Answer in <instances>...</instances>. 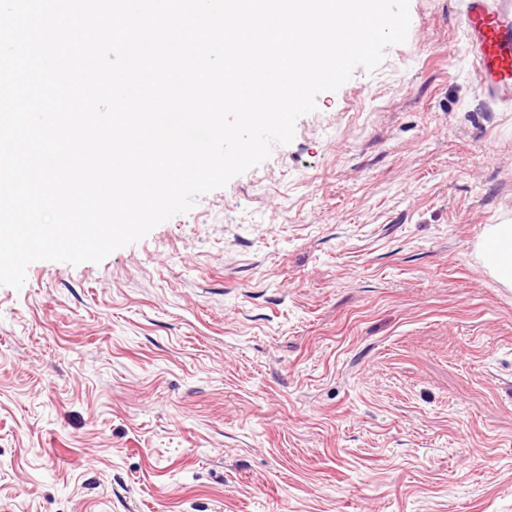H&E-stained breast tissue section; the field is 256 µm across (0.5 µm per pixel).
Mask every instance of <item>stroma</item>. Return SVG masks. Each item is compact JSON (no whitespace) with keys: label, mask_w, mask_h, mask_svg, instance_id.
Returning a JSON list of instances; mask_svg holds the SVG:
<instances>
[{"label":"stroma","mask_w":512,"mask_h":512,"mask_svg":"<svg viewBox=\"0 0 512 512\" xmlns=\"http://www.w3.org/2000/svg\"><path fill=\"white\" fill-rule=\"evenodd\" d=\"M463 0L103 262L0 286V512H512V105ZM484 267L505 286L512 285V225L487 224L483 232Z\"/></svg>","instance_id":"1"}]
</instances>
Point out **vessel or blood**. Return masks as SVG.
<instances>
[{"mask_svg": "<svg viewBox=\"0 0 512 512\" xmlns=\"http://www.w3.org/2000/svg\"><path fill=\"white\" fill-rule=\"evenodd\" d=\"M463 30L479 93L512 100V0H464Z\"/></svg>", "mask_w": 512, "mask_h": 512, "instance_id": "obj_1", "label": "vessel or blood"}]
</instances>
